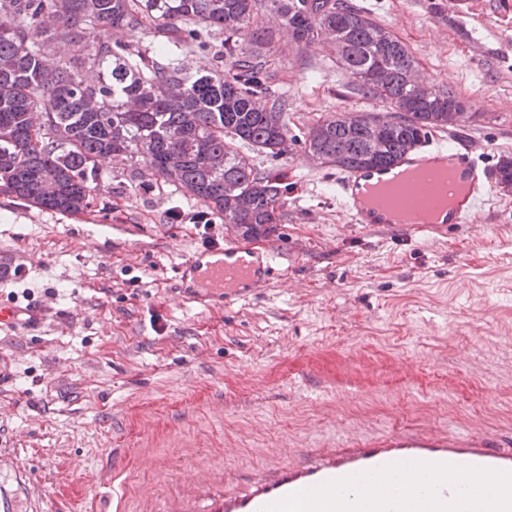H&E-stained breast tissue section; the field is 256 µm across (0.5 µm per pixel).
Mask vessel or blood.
<instances>
[{"label": "vessel or blood", "mask_w": 512, "mask_h": 512, "mask_svg": "<svg viewBox=\"0 0 512 512\" xmlns=\"http://www.w3.org/2000/svg\"><path fill=\"white\" fill-rule=\"evenodd\" d=\"M430 170L454 184L447 200L425 180ZM339 186L354 223H382L378 198L392 188L407 228L437 229L474 223L492 193L493 173L470 146L452 139L432 154L405 155L388 170L344 174ZM181 271L228 298L268 285L271 251L228 242L214 246L208 261L189 259ZM163 512H512V443L407 427L356 436L260 469L243 483L228 475L192 477Z\"/></svg>", "instance_id": "b4317fda"}]
</instances>
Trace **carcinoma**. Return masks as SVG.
<instances>
[{
  "label": "carcinoma",
  "mask_w": 512,
  "mask_h": 512,
  "mask_svg": "<svg viewBox=\"0 0 512 512\" xmlns=\"http://www.w3.org/2000/svg\"><path fill=\"white\" fill-rule=\"evenodd\" d=\"M101 29L119 37L94 40ZM217 36L215 68L191 70L187 51ZM281 36L328 40L355 89L389 110L292 133L262 62ZM414 69L404 43L348 0H0V196L79 214L94 204L100 159L124 157L139 186L168 181L174 162L175 186L242 236L264 235L283 221L288 174L257 169L236 143L273 158L302 143L345 172L393 166L456 98L424 93Z\"/></svg>",
  "instance_id": "carcinoma-1"
}]
</instances>
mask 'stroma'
<instances>
[{
    "label": "stroma",
    "instance_id": "stroma-1",
    "mask_svg": "<svg viewBox=\"0 0 512 512\" xmlns=\"http://www.w3.org/2000/svg\"><path fill=\"white\" fill-rule=\"evenodd\" d=\"M355 2L410 48L422 80L465 102L458 142L493 168L512 158V12ZM451 8L467 13V40L449 31ZM270 64L295 134L383 108L321 42H280ZM250 159L287 170L291 188L282 223L253 241L276 249L268 286L222 304L188 300L180 266L240 232L174 185H128L126 161L101 163L78 215L0 197V267L25 266L0 293L43 310L38 326L0 329V449L40 512H151L187 477L245 478L400 426L512 436V192L494 191L477 224L374 228L352 223L340 170L303 147ZM115 465L105 508L99 480Z\"/></svg>",
    "mask_w": 512,
    "mask_h": 512
}]
</instances>
